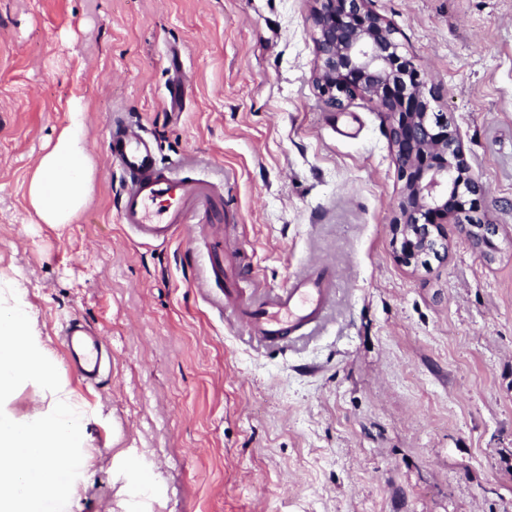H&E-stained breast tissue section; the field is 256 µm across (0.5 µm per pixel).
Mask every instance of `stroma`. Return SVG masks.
<instances>
[{"instance_id": "stroma-1", "label": "stroma", "mask_w": 512, "mask_h": 512, "mask_svg": "<svg viewBox=\"0 0 512 512\" xmlns=\"http://www.w3.org/2000/svg\"><path fill=\"white\" fill-rule=\"evenodd\" d=\"M422 69L483 191L428 261L398 257L404 181L373 101L327 107L311 0H0V281L80 409L65 512H512V0H368ZM94 195L38 223L28 184L75 106ZM196 166L227 234L144 244L117 221L106 125ZM275 291L320 260L327 319L262 346L199 291L208 251ZM112 349L98 386L60 339ZM61 341L67 353V364L86 383L97 386L101 382L100 362L103 340L78 320L69 321L63 329Z\"/></svg>"}]
</instances>
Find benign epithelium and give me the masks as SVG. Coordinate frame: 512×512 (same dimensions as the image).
<instances>
[{
  "instance_id": "obj_1",
  "label": "benign epithelium",
  "mask_w": 512,
  "mask_h": 512,
  "mask_svg": "<svg viewBox=\"0 0 512 512\" xmlns=\"http://www.w3.org/2000/svg\"><path fill=\"white\" fill-rule=\"evenodd\" d=\"M316 74L326 103L354 97L377 102L391 117L389 136L405 180L396 224L406 261L438 254L441 225L457 224L476 238L488 228L472 223L480 186L446 117L432 111L421 69L401 50L394 27L365 6L366 0H314Z\"/></svg>"
}]
</instances>
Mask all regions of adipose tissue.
<instances>
[{
    "instance_id": "ef3b65f1",
    "label": "adipose tissue",
    "mask_w": 512,
    "mask_h": 512,
    "mask_svg": "<svg viewBox=\"0 0 512 512\" xmlns=\"http://www.w3.org/2000/svg\"><path fill=\"white\" fill-rule=\"evenodd\" d=\"M94 171L84 114L78 109L40 156L31 175L28 198L38 223H75L91 199Z\"/></svg>"
}]
</instances>
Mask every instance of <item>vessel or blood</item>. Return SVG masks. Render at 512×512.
I'll return each instance as SVG.
<instances>
[{
	"label": "vessel or blood",
	"mask_w": 512,
	"mask_h": 512,
	"mask_svg": "<svg viewBox=\"0 0 512 512\" xmlns=\"http://www.w3.org/2000/svg\"><path fill=\"white\" fill-rule=\"evenodd\" d=\"M109 159L124 175L125 190L118 208V221L145 244L166 243L197 212H205L217 223L209 183L203 178L159 164L153 145L142 133L132 131L121 120L107 124ZM336 275L312 263L302 275L283 288L267 291L240 288V257L214 252L209 258L208 278L200 291L210 295L222 289L221 306L229 320L259 342L284 345L304 327L318 324L331 301ZM61 341L67 364L81 379L96 386L101 382L103 340L79 321H69Z\"/></svg>",
	"instance_id": "b4317fda"
}]
</instances>
